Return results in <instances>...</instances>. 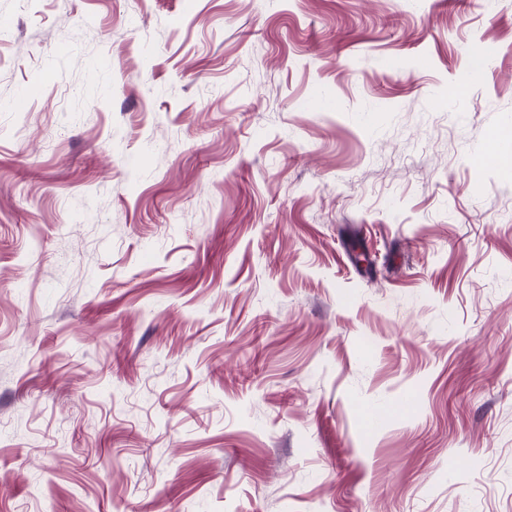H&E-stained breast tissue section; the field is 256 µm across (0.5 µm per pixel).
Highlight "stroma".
<instances>
[{
    "instance_id": "1",
    "label": "stroma",
    "mask_w": 512,
    "mask_h": 512,
    "mask_svg": "<svg viewBox=\"0 0 512 512\" xmlns=\"http://www.w3.org/2000/svg\"><path fill=\"white\" fill-rule=\"evenodd\" d=\"M0 18V512H512V0Z\"/></svg>"
}]
</instances>
